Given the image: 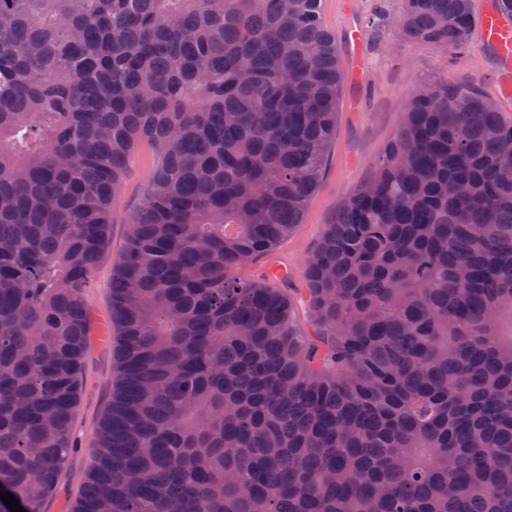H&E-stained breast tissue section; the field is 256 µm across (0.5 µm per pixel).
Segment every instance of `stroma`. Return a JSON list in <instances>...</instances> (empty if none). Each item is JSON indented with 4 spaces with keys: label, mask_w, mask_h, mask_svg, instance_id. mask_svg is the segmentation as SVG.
Returning <instances> with one entry per match:
<instances>
[{
    "label": "stroma",
    "mask_w": 512,
    "mask_h": 512,
    "mask_svg": "<svg viewBox=\"0 0 512 512\" xmlns=\"http://www.w3.org/2000/svg\"><path fill=\"white\" fill-rule=\"evenodd\" d=\"M391 18L374 26L381 7ZM398 0H322L325 22L336 38L341 62L351 53L349 33H362L366 59L364 82L346 81L320 183L309 199L300 224L275 248V256L288 267V285H305L306 263L316 251L327 224L344 198L376 174L388 144L399 130L410 98L433 80L448 78L472 84L496 102L512 119V93L504 89L497 60L474 34L469 48L448 54L434 46H415L402 41L393 20ZM158 156L151 145L138 146L124 188L112 204L109 245L100 256L87 288L85 303L92 316L108 315L111 308L112 271L128 234L127 214L143 201L148 178ZM114 341H91L84 357L73 424V446L57 486L45 501L43 512H69L80 496L96 459L97 430L115 381Z\"/></svg>",
    "instance_id": "obj_1"
}]
</instances>
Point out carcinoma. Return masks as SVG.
<instances>
[{"label":"carcinoma","mask_w":512,"mask_h":512,"mask_svg":"<svg viewBox=\"0 0 512 512\" xmlns=\"http://www.w3.org/2000/svg\"><path fill=\"white\" fill-rule=\"evenodd\" d=\"M471 0H400L450 53ZM344 76L321 0H0V485L43 512L133 152L116 380L69 512H512V120L439 79L286 288Z\"/></svg>","instance_id":"obj_1"}]
</instances>
